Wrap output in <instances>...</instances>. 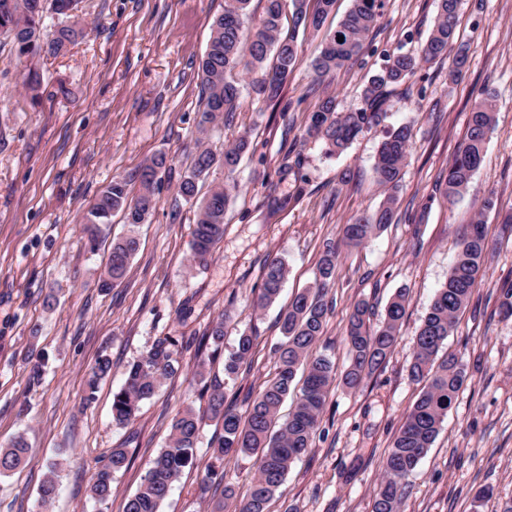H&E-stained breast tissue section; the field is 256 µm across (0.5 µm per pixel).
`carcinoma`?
Returning <instances> with one entry per match:
<instances>
[{"label": "carcinoma", "mask_w": 512, "mask_h": 512, "mask_svg": "<svg viewBox=\"0 0 512 512\" xmlns=\"http://www.w3.org/2000/svg\"><path fill=\"white\" fill-rule=\"evenodd\" d=\"M6 1L12 2V7L7 11L0 8V35L10 38L20 56L31 59L58 56L84 36L85 23L77 13L78 0H0V5ZM250 2L224 0V12L212 24L199 65L203 110L198 128L202 131L220 120L231 122L241 107L237 83L227 80V74L240 66L249 73L261 72V77L253 84L258 96L269 101L279 100L284 83L299 62L296 31L301 27L320 31L336 0H265L264 11L255 22L249 14ZM459 6L460 0H439L435 23L420 52L386 55L384 64L363 89L358 109L340 112L334 97L320 98L305 121L303 136L321 142L329 156L341 154L365 128L379 121L392 87L414 76L422 64L446 60L448 75L459 76L467 63L466 49L455 41ZM382 7V0H352L344 19L323 36L320 53L311 64L315 81H321L372 51L370 35L380 27ZM47 12L57 15L58 23L53 29L44 24ZM340 36L343 37L341 42L338 41ZM270 56L273 61L268 66ZM494 124L490 94L481 92L454 162L443 181L436 185V191L448 201L462 196L478 171ZM252 146L247 131L233 145L224 148L220 156L202 140L195 141L192 161L180 176L177 192L195 208L192 253L198 265L204 264L224 239V214L229 204V192L224 184L213 182L203 194L199 184L208 179L217 164L229 173L234 172ZM409 147L408 126H400L388 134L374 164L375 179L384 187L386 196L376 211L356 216L343 225L342 246H363L393 223ZM168 171L165 156L153 157L137 174L139 189L136 193L127 179L112 178L88 210L83 224L90 247L96 248L116 213H122L127 224L144 223L156 208V189ZM457 240L453 267L448 280L435 294L419 329L409 365L411 380L423 387L388 450L371 512H402L409 478L438 436L448 411L468 379L463 358L454 353L443 355L441 350L483 276L489 243L479 219L459 226ZM339 246L326 240L317 263L314 285L296 294L288 310L280 316L283 341L273 348L275 377L248 402L245 412L238 411L227 401L228 387L235 384L243 366L251 363L254 355V336L241 333L237 347L224 356V383L214 384L208 395L207 416L188 408L173 419L166 448L156 456L137 490L129 496L125 512H159L173 483L184 468L193 464L196 444L207 418L220 422L222 433L210 439L214 463L208 466L200 485L201 493L205 495L221 485L224 473L219 471V466L224 464V458L250 455L256 459V477L240 496L233 489L224 488V499L235 500L233 512H269V503L284 484L291 464L311 448L326 395L336 380L332 360L324 354H313V347L323 335L327 315L333 308V301L327 299V295L335 283ZM138 247L139 240L133 234L112 242L101 287L111 288L125 276ZM287 278L288 265L282 258L267 259L254 306L264 309L272 304ZM407 305V291L398 290L386 306L382 324L373 329L369 304L364 301L355 304L347 326L351 365L343 377L346 388H358L386 362L399 335ZM226 326L224 317L192 340L200 350L212 346L211 355L215 358L221 355ZM177 345V339L171 336L160 338L130 366L124 385L112 396L113 422L130 423L141 403L151 398L162 381L178 370ZM300 369L303 370L300 395L288 417L283 419L279 415L280 408L291 393ZM110 370L109 358L101 357L96 361L87 381V400L94 399L100 380ZM129 462L126 449H112L91 477V497L99 503L107 502L112 496L113 475ZM28 464L23 437L16 438L7 448H0V475ZM56 490L57 475L51 469L40 486L39 506L48 507Z\"/></svg>", "instance_id": "obj_1"}]
</instances>
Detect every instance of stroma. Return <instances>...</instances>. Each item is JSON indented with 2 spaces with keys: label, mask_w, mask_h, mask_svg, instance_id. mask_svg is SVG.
Instances as JSON below:
<instances>
[{
  "label": "stroma",
  "mask_w": 512,
  "mask_h": 512,
  "mask_svg": "<svg viewBox=\"0 0 512 512\" xmlns=\"http://www.w3.org/2000/svg\"><path fill=\"white\" fill-rule=\"evenodd\" d=\"M224 0H81L86 36L57 57L41 58L37 94L24 88L30 66L0 38V445L24 435L30 464L0 475V512H38V488L55 470L58 494L50 512H123L126 498L165 448L172 419L185 408L207 411L202 392L223 378L222 361H209L191 336L230 316L224 337L232 350L241 332L256 338L254 362L229 394L256 396L276 372L273 347L282 339L278 318L294 295L312 286L322 246L340 239L352 217L375 211L384 190L374 163L387 132L411 129V148L393 224L365 246L341 249L335 300L314 351L328 355L337 374L350 364L345 340L355 303L373 307L379 326L387 302L406 289L409 305L385 365L361 387L334 383L308 453L292 463L269 512H371L383 460L421 387L408 366L415 336L457 251L456 229L472 223L483 199L497 206L484 216L491 245L485 274L445 351L463 355L469 380L433 446L409 479L404 512H501L512 502V320L502 319L499 297L512 283V0H462L456 38L468 61L457 79L447 63L431 62L398 88L378 125L342 154L326 156L301 128L318 95L335 96L339 110L360 107L382 56L418 52L438 12L437 0H383L376 55L346 66L322 82L311 68L320 35L299 33L300 62L282 96L284 111L241 86V107L229 124L210 131L217 148L250 132L255 150L234 174L215 168L231 199L224 238L204 267L191 261L194 212L177 194L190 163L202 110L198 62ZM318 95H311V83ZM494 98L496 123L483 162L463 196L447 201L435 184L446 175L469 126L478 93ZM292 168L281 174L283 154ZM158 154L172 170L156 209L137 227L139 249L125 277L108 292L98 282L112 239L127 226L114 215L97 250L81 226L112 177H134ZM288 198L269 215L270 191ZM289 268L277 300L253 309L265 260ZM54 304H47V297ZM178 339L179 370L142 403L125 426L112 421V395L126 372L157 340ZM112 362L92 403L85 382L99 356ZM41 360L39 381L28 362ZM204 372H197V364ZM220 426L208 421L196 459L187 466L161 512H210L212 496L199 485L210 462L206 445ZM132 443L130 465L116 473L103 504L89 495L92 473L109 448ZM493 491L476 505L480 489Z\"/></svg>",
  "instance_id": "obj_1"
}]
</instances>
